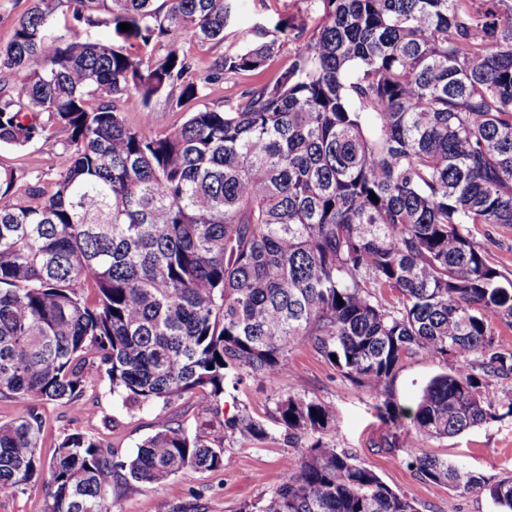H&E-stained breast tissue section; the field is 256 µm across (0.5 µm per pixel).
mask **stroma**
Wrapping results in <instances>:
<instances>
[{
  "instance_id": "35a3bbf8",
  "label": "stroma",
  "mask_w": 512,
  "mask_h": 512,
  "mask_svg": "<svg viewBox=\"0 0 512 512\" xmlns=\"http://www.w3.org/2000/svg\"><path fill=\"white\" fill-rule=\"evenodd\" d=\"M283 21L292 25L293 38L277 48L264 69L227 75L209 84L203 101H192L190 109L203 103L234 105L247 91L273 83L288 66L299 38L308 37L323 21L320 0H234L223 42L191 48L198 60L197 76H204L215 59L278 38L277 26ZM188 111L169 108L161 99L147 112L131 102L125 106L124 119L131 127L163 132L182 125ZM65 140V132L58 129L45 142L20 149L0 147V164L21 170L26 176L23 189L15 194L16 200H28L32 189L52 191L57 156ZM289 357L294 370L290 378L255 380L242 373L229 374L221 412L216 416L203 414L194 395L189 393L174 398L166 406L129 409L112 397L107 380L95 381L79 406L40 405L43 416L40 453L43 458H50L60 437L79 431L98 437L118 457L125 458L155 433L160 421L171 420L191 431L202 427L223 441L222 469L206 473L188 469L160 483L109 490L107 500L112 512H158L162 507L175 512L177 507L195 499L204 512H239L244 504L268 495L283 478V461L292 455L294 447L279 421L276 407L281 398L295 394L322 404L335 415V426L322 435L326 445L352 453L393 490L415 497L420 512H498L486 493L463 494L422 479L411 468L406 450L392 454L383 444L389 434L388 425L379 416L384 401L390 399L405 407L414 406L426 384L444 371V364L420 353L412 356L396 371L390 394L384 397L356 388L308 344L293 347ZM239 415L259 421L266 430L265 437L245 441L227 431L224 420ZM422 450L465 464L491 482L510 478L512 416L425 443Z\"/></svg>"
}]
</instances>
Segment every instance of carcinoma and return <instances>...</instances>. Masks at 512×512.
Returning a JSON list of instances; mask_svg holds the SVG:
<instances>
[{
    "instance_id": "obj_1",
    "label": "carcinoma",
    "mask_w": 512,
    "mask_h": 512,
    "mask_svg": "<svg viewBox=\"0 0 512 512\" xmlns=\"http://www.w3.org/2000/svg\"><path fill=\"white\" fill-rule=\"evenodd\" d=\"M232 2L32 0L0 46L19 79L0 87V145L67 133L39 203L7 200L24 174L0 167V395L23 407L0 423V491L45 476L44 512H110L114 485L220 469L222 445L168 422L126 460L79 431L46 460L37 405H77L97 376L129 409L192 393L208 413L228 371L283 378L305 342L376 395L414 354L444 363L413 414L384 403L385 445L512 512L511 477L419 450L512 414L486 389L512 376L493 329L512 326V273L474 236L512 226V0H322L274 83L166 132L128 126L133 95L180 108L267 64L274 40L193 79L186 45L223 41ZM277 413L302 435L293 470L240 512H419L322 442L321 404L289 394ZM225 427L265 435L249 416Z\"/></svg>"
}]
</instances>
